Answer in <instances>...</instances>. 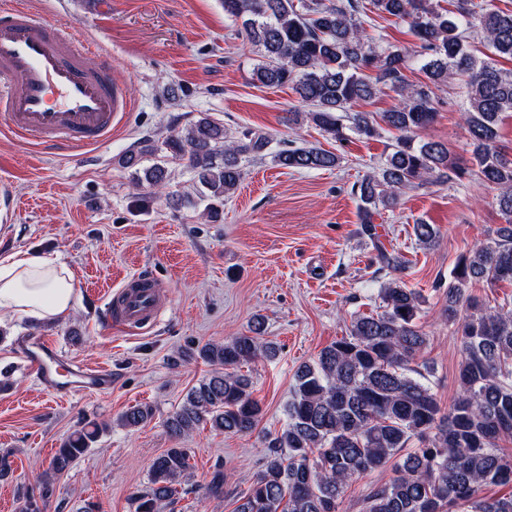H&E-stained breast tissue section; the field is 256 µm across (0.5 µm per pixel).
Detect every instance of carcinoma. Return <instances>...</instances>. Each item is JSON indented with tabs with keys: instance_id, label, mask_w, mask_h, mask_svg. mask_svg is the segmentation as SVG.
I'll list each match as a JSON object with an SVG mask.
<instances>
[{
	"instance_id": "cac0c4a2",
	"label": "carcinoma",
	"mask_w": 512,
	"mask_h": 512,
	"mask_svg": "<svg viewBox=\"0 0 512 512\" xmlns=\"http://www.w3.org/2000/svg\"><path fill=\"white\" fill-rule=\"evenodd\" d=\"M223 5L227 16L242 20L246 38L264 49L253 80L270 87L292 84L312 107L309 119L322 132L336 140L345 139L347 129L373 138L383 124L398 133L384 167L353 188L364 233L384 267L400 272L404 260L380 241L373 215L394 207L406 187L466 175L445 144L416 140L437 116L432 85L456 77L466 85L472 174L500 189L497 204L506 216L495 238L460 255L450 273L443 316L460 336L462 360L460 391L448 409L415 366L427 345L418 324L421 296L391 278L380 288L382 312L354 315L347 335L296 372L287 423L270 440L262 468L233 512H338L350 481L390 462L393 476L370 489L361 512H450L458 504L468 512H512V494L481 495L487 486L512 485V453L497 448L502 436L512 437V308L484 309L467 293L474 281L512 284V154L499 145L501 116L512 113V72L495 63L497 56L512 59V11L475 0H453V9L445 12L433 0H223ZM373 10L409 23L420 43L426 82L408 81L407 57L399 50L364 41L361 16ZM474 29L493 56L479 59L469 50ZM384 89L398 102L380 120L350 111ZM270 143L268 136L250 130L234 135L204 116L163 145L194 172L200 200L213 215L240 185L241 159L265 157ZM156 151L157 146L145 144L125 155L122 164L135 168L143 154ZM272 160L283 168L319 170L335 167L339 158L311 145L279 149ZM135 180L162 187L168 169L155 165ZM414 235L428 248L437 230L419 222ZM199 355L220 370L190 390L166 421L169 434L180 438L203 423L227 435L253 432L262 408L252 398L251 380L236 368L275 358V345L241 335L206 343ZM152 417L153 409L139 404L122 411L117 421L136 428ZM105 428L87 421L64 440L36 477L38 495L26 497L25 512H41L53 493L51 477L84 458ZM189 469L186 448L157 455L149 488L133 498L135 512H163Z\"/></svg>"
}]
</instances>
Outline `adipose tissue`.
I'll return each instance as SVG.
<instances>
[{
  "label": "adipose tissue",
  "instance_id": "1",
  "mask_svg": "<svg viewBox=\"0 0 512 512\" xmlns=\"http://www.w3.org/2000/svg\"><path fill=\"white\" fill-rule=\"evenodd\" d=\"M77 288L62 263L20 253L0 257V310L31 321H51L72 307Z\"/></svg>",
  "mask_w": 512,
  "mask_h": 512
}]
</instances>
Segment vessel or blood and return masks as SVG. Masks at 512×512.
Segmentation results:
<instances>
[{
  "label": "vessel or blood",
  "mask_w": 512,
  "mask_h": 512,
  "mask_svg": "<svg viewBox=\"0 0 512 512\" xmlns=\"http://www.w3.org/2000/svg\"><path fill=\"white\" fill-rule=\"evenodd\" d=\"M92 46L75 27L21 7H0V127L20 140L72 151L106 142L130 111L112 73L109 55L88 64ZM157 288L142 277L125 281L108 297L103 319L122 330L151 325L159 314ZM59 349L38 337L24 354L40 387L58 398L99 391L110 373L72 361L59 373Z\"/></svg>",
  "instance_id": "1"
}]
</instances>
